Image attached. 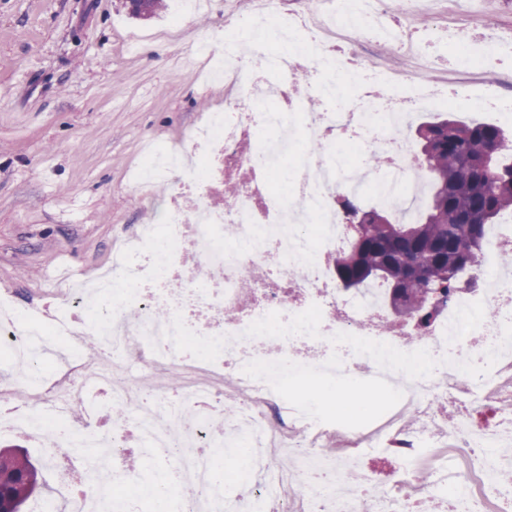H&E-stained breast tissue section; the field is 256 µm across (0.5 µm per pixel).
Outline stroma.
<instances>
[{
	"instance_id": "35a3bbf8",
	"label": "stroma",
	"mask_w": 512,
	"mask_h": 512,
	"mask_svg": "<svg viewBox=\"0 0 512 512\" xmlns=\"http://www.w3.org/2000/svg\"><path fill=\"white\" fill-rule=\"evenodd\" d=\"M176 8L143 20L122 0H0V293L18 307L109 268L169 196L135 186L147 156L223 108L193 52L231 24L226 0Z\"/></svg>"
}]
</instances>
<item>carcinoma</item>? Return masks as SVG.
<instances>
[{"label": "carcinoma", "instance_id": "carcinoma-1", "mask_svg": "<svg viewBox=\"0 0 512 512\" xmlns=\"http://www.w3.org/2000/svg\"><path fill=\"white\" fill-rule=\"evenodd\" d=\"M162 7L161 0H136L131 15L148 19ZM416 137L428 182L425 204L406 219L343 193L345 221L357 231L334 264L343 288L384 286L389 313L416 321L418 335L408 337L413 345L421 343L442 305L479 286L487 227L512 215V151L502 148L508 141L503 128L448 117L420 125ZM43 468L17 446L0 455V512H27L41 493Z\"/></svg>", "mask_w": 512, "mask_h": 512}]
</instances>
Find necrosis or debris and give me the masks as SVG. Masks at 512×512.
Instances as JSON below:
<instances>
[{
	"label": "necrosis or debris",
	"instance_id": "obj_1",
	"mask_svg": "<svg viewBox=\"0 0 512 512\" xmlns=\"http://www.w3.org/2000/svg\"><path fill=\"white\" fill-rule=\"evenodd\" d=\"M407 0L396 23H389L386 0H313L311 7L283 11L278 34L300 42L303 51L269 53L266 44L251 48L253 64H233L214 49L200 53L201 66L214 65L231 91L223 110L190 136L191 151L209 172L243 171L236 195L224 209L208 206L196 168L178 170L174 156L159 153L148 162L157 178L176 176L190 194L185 208L160 210L161 233L143 231L136 243L112 255V269L128 283L124 292L97 277L93 288L66 292L52 319L30 307L0 321V348L39 364L45 342L62 346L61 378L41 390L35 405H17L12 385L0 381V428L23 427L48 447L99 449V465L133 487L142 476L122 468L129 444L157 459H170L193 489L181 500V512H512V490L495 482L497 470L512 461L501 427L475 430L465 415L474 393L512 409V275L500 272L498 253L512 246V219L501 222L505 234L488 239L481 255L483 288L455 298L431 323L425 347L389 335L381 291L351 293L336 285L333 260L344 249L346 226L336 195L359 176V156L384 158L383 173H368L376 199L400 209L409 189L422 180L413 146L398 120L407 110L429 106L438 97L455 105L479 92L482 107L512 117V99L503 97L502 73L485 69L479 84L452 80L435 85L429 70L440 58L429 52L431 30L458 34L460 27L487 31L511 28L499 14L474 16L470 0ZM397 38L404 67L367 61L356 49L355 30ZM313 61L314 87L324 95V77L353 74L354 91L338 94L337 106L310 111L303 97L289 93L301 59ZM256 97L276 100L269 112H248ZM275 131L256 149L241 144L253 133ZM353 136L357 156L343 160L337 142ZM324 221L309 227L308 217ZM239 235L225 241L224 225ZM163 254H156V247ZM204 262L210 276L194 278L191 260ZM254 282L249 302L238 283ZM132 320H125V312ZM87 321H80L81 313ZM84 333L100 337V362L80 358L68 342L76 322ZM424 355L425 372L407 375L405 361ZM315 379L347 374L358 382L401 393L392 407L374 418L375 428H355L344 420L292 399L279 370ZM180 372L177 391L155 392L142 379ZM231 377L232 389L223 386ZM107 387L102 407L81 418L69 416L78 403L68 385ZM125 409L131 421L123 433L103 426L112 409ZM431 423L447 422L433 434L401 424L405 409ZM250 450L252 487L225 494L213 478L212 447ZM398 446L404 451L392 485L376 487L356 469L360 452ZM284 448L292 468L270 461L265 451ZM81 512H130L128 497L89 476L70 493Z\"/></svg>",
	"mask_w": 512,
	"mask_h": 512
}]
</instances>
